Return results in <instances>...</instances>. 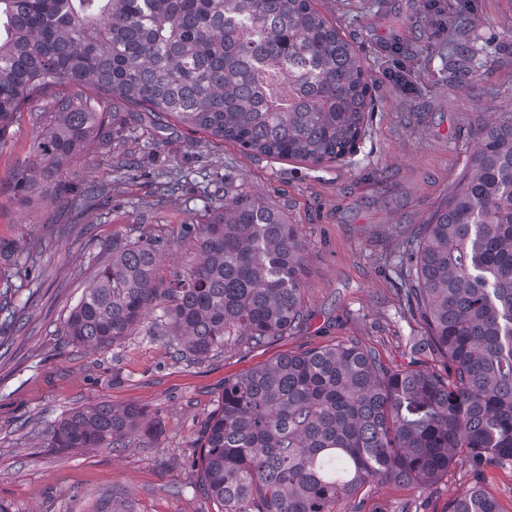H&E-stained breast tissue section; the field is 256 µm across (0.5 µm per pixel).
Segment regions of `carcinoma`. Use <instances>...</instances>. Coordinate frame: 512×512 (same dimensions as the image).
<instances>
[{
  "mask_svg": "<svg viewBox=\"0 0 512 512\" xmlns=\"http://www.w3.org/2000/svg\"><path fill=\"white\" fill-rule=\"evenodd\" d=\"M68 82L97 98L52 97L24 202L63 194L62 167L95 137L120 136L117 108L173 117L245 152L321 163L350 153L373 99L360 58L313 0H0V144L30 100ZM476 150L429 223L406 240L403 295L424 317L445 374L391 370L354 341L283 354L224 380L198 462L221 512H329L374 480L430 485L459 452L481 473L512 465V111L477 125ZM193 225L199 259L154 287L157 248L112 241L67 320L105 347L166 304L187 349H255L300 325L305 245L243 183L212 180ZM135 405L97 404L52 430L54 448L131 434ZM449 512H500L479 487Z\"/></svg>",
  "mask_w": 512,
  "mask_h": 512,
  "instance_id": "obj_1",
  "label": "carcinoma"
}]
</instances>
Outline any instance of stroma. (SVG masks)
<instances>
[{"label":"stroma","mask_w":512,"mask_h":512,"mask_svg":"<svg viewBox=\"0 0 512 512\" xmlns=\"http://www.w3.org/2000/svg\"><path fill=\"white\" fill-rule=\"evenodd\" d=\"M318 11L362 59L373 111L355 152L314 164L245 153L177 120L159 125L125 112L122 138L95 140L68 163L74 187H94L104 204L48 195L21 203L14 177L35 161L42 126L18 113L0 145V507L5 512H217L196 459L224 381L283 353L356 341L391 369L444 372L435 349L415 350L429 330L399 289L403 244L452 192L472 155L473 131L490 112L512 110V0H315ZM469 25L448 31L461 8ZM483 46V74L461 80L463 48ZM232 170L298 227L306 243L307 319L260 349L198 357L179 343L161 302L124 339L92 350L75 344L67 319L113 239L148 240L159 250L156 285L168 287L198 253L189 227L206 220L202 190ZM176 179L162 196L157 182ZM135 405L138 431L117 447L64 451L51 430L91 404ZM480 487L512 512V466L476 475L465 454L421 487L375 481L333 502L330 512H448Z\"/></svg>","instance_id":"35a3bbf8"}]
</instances>
